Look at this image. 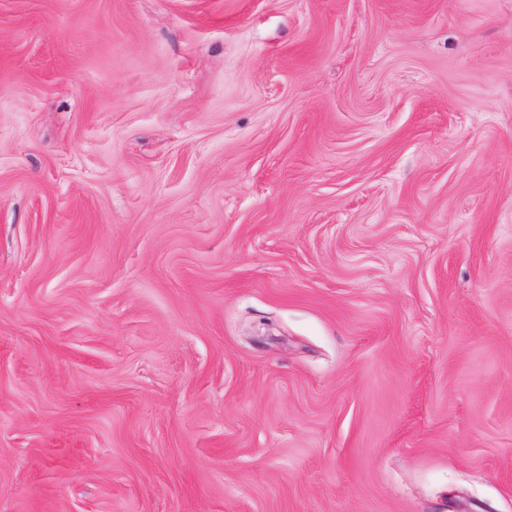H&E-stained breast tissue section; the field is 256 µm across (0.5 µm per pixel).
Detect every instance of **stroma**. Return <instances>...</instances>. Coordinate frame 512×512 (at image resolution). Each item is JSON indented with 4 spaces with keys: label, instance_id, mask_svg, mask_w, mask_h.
<instances>
[{
    "label": "stroma",
    "instance_id": "35a3bbf8",
    "mask_svg": "<svg viewBox=\"0 0 512 512\" xmlns=\"http://www.w3.org/2000/svg\"><path fill=\"white\" fill-rule=\"evenodd\" d=\"M512 512V0H0V512Z\"/></svg>",
    "mask_w": 512,
    "mask_h": 512
}]
</instances>
